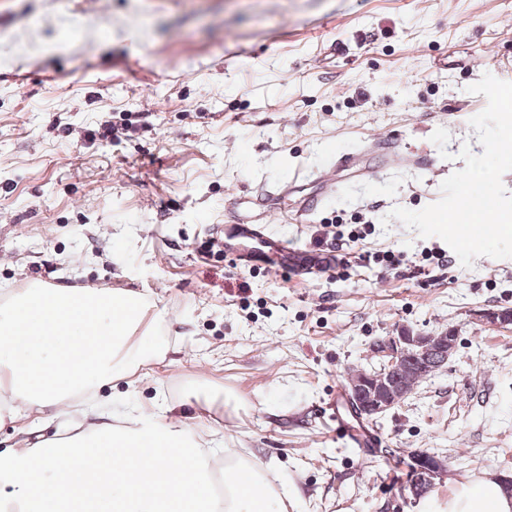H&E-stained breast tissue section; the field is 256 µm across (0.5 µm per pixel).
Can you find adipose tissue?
I'll use <instances>...</instances> for the list:
<instances>
[{
    "mask_svg": "<svg viewBox=\"0 0 512 512\" xmlns=\"http://www.w3.org/2000/svg\"><path fill=\"white\" fill-rule=\"evenodd\" d=\"M147 303L109 288L12 291L0 305V421L19 408L74 417L98 385L125 377L159 349L141 335ZM224 457V500L209 463ZM79 482L66 485L62 469ZM288 489L271 466L203 440L180 417L157 422L130 408L110 422L76 424L0 456V507L22 512H286ZM420 512H512V490L493 472L461 484L448 503Z\"/></svg>",
    "mask_w": 512,
    "mask_h": 512,
    "instance_id": "adipose-tissue-1",
    "label": "adipose tissue"
}]
</instances>
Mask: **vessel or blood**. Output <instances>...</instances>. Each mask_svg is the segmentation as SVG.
<instances>
[{
    "label": "vessel or blood",
    "mask_w": 512,
    "mask_h": 512,
    "mask_svg": "<svg viewBox=\"0 0 512 512\" xmlns=\"http://www.w3.org/2000/svg\"><path fill=\"white\" fill-rule=\"evenodd\" d=\"M348 170L359 172L363 176L370 173L361 155L346 153L337 157L325 178L329 181L334 180L339 173ZM249 205L257 213L258 222L239 221L224 227V254L237 266L253 269L273 265L298 281L306 280L310 275L322 273L328 267L334 266L333 252L296 247L290 245L287 239L270 231L267 221L273 207L268 194L260 193L253 196L249 200ZM329 419L338 438L349 439L361 448L375 445L374 433L366 428L358 431L352 429L341 413L330 414Z\"/></svg>",
    "instance_id": "vessel-or-blood-1"
}]
</instances>
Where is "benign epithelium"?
Wrapping results in <instances>:
<instances>
[{"label": "benign epithelium", "mask_w": 512, "mask_h": 512, "mask_svg": "<svg viewBox=\"0 0 512 512\" xmlns=\"http://www.w3.org/2000/svg\"><path fill=\"white\" fill-rule=\"evenodd\" d=\"M476 319L491 326H506L512 323V310H487L476 314ZM457 336L455 331L437 334L401 326L389 336L377 339L373 349L382 358L377 375L348 380V393L352 407L359 415L367 418H379L390 409L403 403L413 391L408 382H399L406 360L419 362L420 367H430L435 372L441 365H429V356L439 353L443 362H448L455 350ZM410 469L415 472V481L409 487L411 496H422L435 485L436 480L447 473V461L426 451H413L410 455Z\"/></svg>", "instance_id": "obj_1"}]
</instances>
